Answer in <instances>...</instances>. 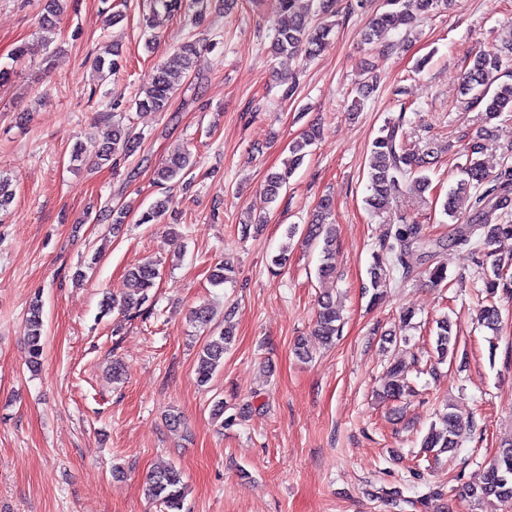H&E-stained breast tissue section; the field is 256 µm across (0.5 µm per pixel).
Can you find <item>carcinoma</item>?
Listing matches in <instances>:
<instances>
[{
    "label": "carcinoma",
    "mask_w": 512,
    "mask_h": 512,
    "mask_svg": "<svg viewBox=\"0 0 512 512\" xmlns=\"http://www.w3.org/2000/svg\"><path fill=\"white\" fill-rule=\"evenodd\" d=\"M338 0H274L273 8L278 16L277 27L271 40L274 55H303L312 58L318 54L324 41L333 30V25L318 20L319 16L336 13ZM447 0H382L381 10L373 16L370 28L364 33V40L373 41L376 33L410 27L421 15L428 14ZM206 5L204 0H151V18H168L182 13H193L195 20L203 22ZM198 52L197 43L186 41L169 54L151 74L141 88L136 99L140 111L165 112L169 109L177 79L187 73ZM121 52L114 48L107 56H98L95 67L103 77L119 70ZM508 55L500 50L478 52L465 69L462 93L466 96V107H479L485 127L481 128L459 150L465 163L459 166L462 173L455 187L441 203L443 214L456 217L458 202L471 199V206L463 222L454 225L448 239L430 240L425 237L421 224L402 222L388 225L386 235L379 240L378 248L372 253L369 268L370 283L373 289L372 302L383 297L384 289L390 283L402 282L413 273L409 257L419 249L428 250L431 264L426 269L428 281L433 286L442 285L447 279V269L437 260L442 251L456 247L474 249L482 243L491 246L502 239H512V223L502 222V213L512 206V168L506 166L495 174L490 173L480 160L483 140L489 136L491 124L503 113L512 112V72L509 71ZM319 130L310 127L300 139L288 147V161L281 171L267 175L264 190L267 196L277 198L288 186V179L303 162L306 149L316 140ZM140 137L121 122H112L102 133V147L99 152L100 164L117 160L119 156L135 153ZM437 153L434 148L421 149L411 144L403 133V118L389 120L373 139L367 162L369 195L366 204L375 213H384L400 193L408 180L417 184L420 192L429 189L430 179L425 171L435 163ZM197 161L190 150L173 153L156 170V182L170 183L182 179L195 168ZM170 199L156 201L153 207L141 214L140 223L155 224L169 209ZM332 215V202L328 198L320 200L316 206L311 224L307 225L304 239L308 243L322 241V263L319 277H333L336 270V227L328 222ZM491 263L492 273L483 278L484 289L489 299L479 309L481 324L495 332L502 323L499 306L493 300L501 292L512 297V257L505 260L495 251L483 254ZM130 293L121 299L109 297L105 301L108 308H117L131 315L150 301V293L159 277L157 266L152 261L141 262L127 272ZM341 315L336 300L329 292L317 300L315 335L319 342L330 344L340 330ZM29 365L38 371L44 354L43 309L39 300H34L28 308ZM233 342L231 327L226 326L216 337L204 345L198 355L196 376L199 385L205 386L216 370L224 364V352ZM457 346V333L453 324L444 317L437 321L435 352L439 360L454 355ZM406 368L396 361L390 363L381 382L379 396L384 400H398L411 392L404 379ZM459 445L457 420L453 411L440 415L439 423L430 427L423 437L421 448L426 452L445 453ZM148 498L164 505L167 512H182L188 487L183 473L175 466L152 473L146 481ZM458 495L477 506L512 502V440L504 442L502 450L490 461L479 485H465L458 489Z\"/></svg>",
    "instance_id": "carcinoma-1"
}]
</instances>
